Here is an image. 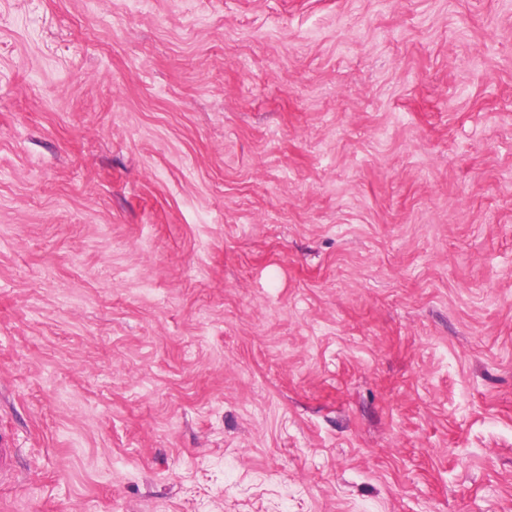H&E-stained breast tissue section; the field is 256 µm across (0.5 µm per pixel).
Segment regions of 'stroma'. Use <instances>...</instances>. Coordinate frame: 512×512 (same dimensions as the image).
<instances>
[{
	"mask_svg": "<svg viewBox=\"0 0 512 512\" xmlns=\"http://www.w3.org/2000/svg\"><path fill=\"white\" fill-rule=\"evenodd\" d=\"M0 512H512V0H0Z\"/></svg>",
	"mask_w": 512,
	"mask_h": 512,
	"instance_id": "obj_1",
	"label": "stroma"
}]
</instances>
